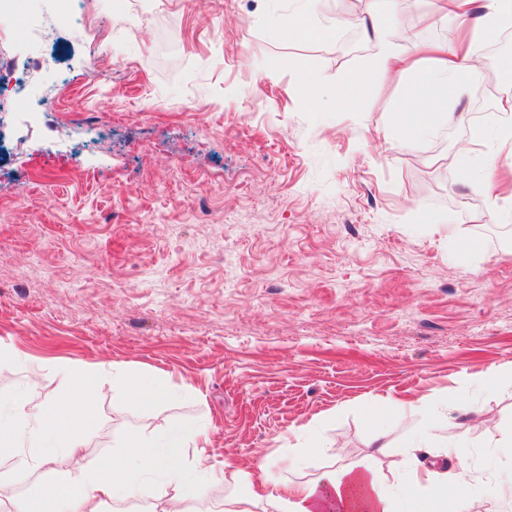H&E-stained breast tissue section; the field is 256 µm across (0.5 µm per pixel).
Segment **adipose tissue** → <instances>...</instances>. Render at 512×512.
<instances>
[{
    "instance_id": "obj_1",
    "label": "adipose tissue",
    "mask_w": 512,
    "mask_h": 512,
    "mask_svg": "<svg viewBox=\"0 0 512 512\" xmlns=\"http://www.w3.org/2000/svg\"><path fill=\"white\" fill-rule=\"evenodd\" d=\"M400 0H381L369 15L379 51L370 73L349 71L334 89L336 105L357 111L370 78L402 75L405 90L392 108L386 131L399 147L411 134L455 120L453 106L479 88L481 50L501 31L512 29V0H435L434 22L449 24L445 40L420 45L416 55L401 53L387 31ZM63 383L72 386L70 398L27 408L26 395L13 404L21 415L0 410V439L17 448L16 474L43 466L58 451L75 454L92 432V395L98 380L71 365H54ZM437 412L409 444L397 463L405 486L393 489L383 482L372 458L350 465L329 466L318 478L301 484L273 483L263 495H228L222 512H448L451 501L472 496L483 480L463 472L447 479L452 448L438 449L437 430L447 420ZM204 428L183 431L179 442H162L137 432L129 433L120 454L81 457L77 466L55 480L50 491L28 494L16 512H102L104 504L139 499L146 486L158 488L149 512H192L214 473L186 469L177 452L179 444L205 437Z\"/></svg>"
}]
</instances>
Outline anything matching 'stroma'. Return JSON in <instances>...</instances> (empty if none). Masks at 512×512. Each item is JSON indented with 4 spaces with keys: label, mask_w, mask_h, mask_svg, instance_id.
Here are the masks:
<instances>
[{
    "label": "stroma",
    "mask_w": 512,
    "mask_h": 512,
    "mask_svg": "<svg viewBox=\"0 0 512 512\" xmlns=\"http://www.w3.org/2000/svg\"><path fill=\"white\" fill-rule=\"evenodd\" d=\"M85 25L46 35L41 79L73 69L60 106L9 133L0 154V400H66L56 362L97 372L93 432L81 452L109 457L123 435L162 437L204 425L183 461L222 471L196 503L215 512L237 471L272 460V476L304 482L285 459L313 425L324 460L374 455L396 482L399 445L434 406L443 440L473 446L449 471L512 472V241L487 219L476 180L483 157L457 160L488 126L478 98L498 104L512 81L459 106L466 119L408 147L383 126L403 80L374 82L359 111H337L338 75L368 69L376 39L337 25L329 36L280 37L294 0H81ZM431 0L398 12L400 42L446 37ZM285 55L323 89L303 100L294 73L261 76ZM109 79L96 81L97 73ZM91 142L83 163L61 140ZM163 384L167 399L128 397L113 371ZM387 447L375 453L371 410L391 401Z\"/></svg>",
    "instance_id": "1"
}]
</instances>
